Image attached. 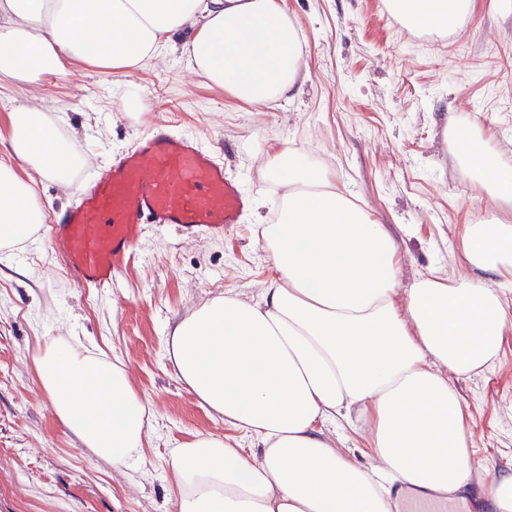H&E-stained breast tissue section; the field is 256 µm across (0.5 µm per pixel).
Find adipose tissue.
Segmentation results:
<instances>
[{
	"instance_id": "obj_1",
	"label": "adipose tissue",
	"mask_w": 512,
	"mask_h": 512,
	"mask_svg": "<svg viewBox=\"0 0 512 512\" xmlns=\"http://www.w3.org/2000/svg\"><path fill=\"white\" fill-rule=\"evenodd\" d=\"M477 0H387L410 31L447 29ZM181 53L212 87L251 106L293 95L308 76L304 36L285 0H0V79L33 84L83 64L128 75L185 27ZM448 150L472 189L512 206V158L477 121L448 118ZM8 150L36 176L73 184L83 156L47 111L10 115ZM268 182L275 223L260 227L274 274L259 300L233 295L177 319L166 339L178 379L225 423L254 438L246 450L198 435L172 449L180 512H391L400 483L436 494L469 484L467 405L449 375L491 365L512 313L489 276L512 277V223L465 220L456 250L475 277L429 274L399 295V257L386 225L337 191L311 152L282 143ZM33 179L0 160V246L28 240L46 220ZM35 380L59 422L116 470L144 459L150 412L121 360L46 340ZM371 424L368 469L325 436L351 412Z\"/></svg>"
}]
</instances>
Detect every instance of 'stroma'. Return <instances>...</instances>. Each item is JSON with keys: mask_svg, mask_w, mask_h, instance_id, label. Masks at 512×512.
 <instances>
[{"mask_svg": "<svg viewBox=\"0 0 512 512\" xmlns=\"http://www.w3.org/2000/svg\"><path fill=\"white\" fill-rule=\"evenodd\" d=\"M480 0L447 31H409L387 0H286L305 37L309 76L299 92L266 108L239 102L191 73L170 51L128 76L74 66L39 83L0 84V158L12 108L46 109L60 136L84 156L83 173L107 165L150 124L164 119L197 136L249 195L265 187L275 146H305L334 183L394 232L399 288L421 276L462 275L454 258L466 213L489 211L448 153V114L478 119L493 145L512 155V13ZM10 159V158H9ZM232 234L196 241L173 229L147 230L134 267L101 295L81 288L47 241L0 248V512H179L171 487L172 448L201 434L250 438L202 406L166 356L170 323L226 294L258 297L273 270L258 218ZM120 359L148 399L145 462L116 471L92 459L60 424L33 379L50 338ZM468 406L472 463L494 477L512 472V334L488 369L455 379ZM358 463L376 456L357 416L323 426Z\"/></svg>", "mask_w": 512, "mask_h": 512, "instance_id": "stroma-1", "label": "stroma"}]
</instances>
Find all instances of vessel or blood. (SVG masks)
Returning a JSON list of instances; mask_svg holds the SVG:
<instances>
[{
  "label": "vessel or blood",
  "mask_w": 512,
  "mask_h": 512,
  "mask_svg": "<svg viewBox=\"0 0 512 512\" xmlns=\"http://www.w3.org/2000/svg\"><path fill=\"white\" fill-rule=\"evenodd\" d=\"M249 204L240 182L193 135L157 122L105 168L85 177L74 202L49 213L51 248L74 280L111 290L145 225L217 237Z\"/></svg>",
  "instance_id": "vessel-or-blood-1"
}]
</instances>
